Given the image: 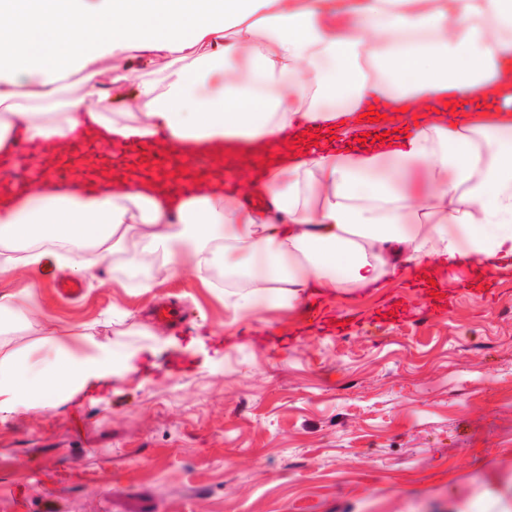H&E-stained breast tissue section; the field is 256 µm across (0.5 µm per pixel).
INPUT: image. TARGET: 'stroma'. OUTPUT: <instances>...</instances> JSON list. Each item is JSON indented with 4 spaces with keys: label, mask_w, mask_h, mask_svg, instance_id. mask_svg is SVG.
<instances>
[{
    "label": "stroma",
    "mask_w": 512,
    "mask_h": 512,
    "mask_svg": "<svg viewBox=\"0 0 512 512\" xmlns=\"http://www.w3.org/2000/svg\"><path fill=\"white\" fill-rule=\"evenodd\" d=\"M160 262L113 253L75 300L43 286L53 325L8 335L19 348L87 332L146 355L96 403L0 421V512H461L487 493L512 505V268L477 289L448 281L429 318L401 276L340 292L326 311L357 320L328 334L302 304L240 314L223 285L159 283ZM161 301L187 314L168 334L206 339L174 373V349L151 335Z\"/></svg>",
    "instance_id": "1"
}]
</instances>
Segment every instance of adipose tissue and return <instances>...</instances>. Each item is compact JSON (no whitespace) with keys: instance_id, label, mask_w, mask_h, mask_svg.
I'll list each match as a JSON object with an SVG mask.
<instances>
[{"instance_id":"ef3b65f1","label":"adipose tissue","mask_w":512,"mask_h":512,"mask_svg":"<svg viewBox=\"0 0 512 512\" xmlns=\"http://www.w3.org/2000/svg\"><path fill=\"white\" fill-rule=\"evenodd\" d=\"M120 57L145 75L109 67ZM371 107L391 125L401 107L421 118L373 141ZM80 125L117 146L244 145L260 164L235 189L217 174L174 201L131 179L64 191L37 178L24 201L1 196L0 416L49 413L138 369L137 350L82 332L3 342L48 319L38 283L16 282L49 256L72 278L117 249L161 255L165 279L239 268L244 313L272 283L293 305L400 270L512 267V0H0V153L40 143L43 169ZM422 165L432 190L408 196L401 181ZM257 191L268 207L243 206Z\"/></svg>"}]
</instances>
